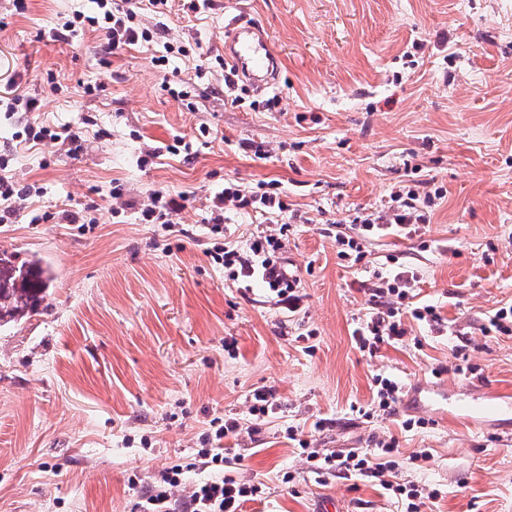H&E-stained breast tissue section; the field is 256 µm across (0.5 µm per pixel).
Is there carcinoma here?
Listing matches in <instances>:
<instances>
[{"instance_id": "cac0c4a2", "label": "carcinoma", "mask_w": 512, "mask_h": 512, "mask_svg": "<svg viewBox=\"0 0 512 512\" xmlns=\"http://www.w3.org/2000/svg\"><path fill=\"white\" fill-rule=\"evenodd\" d=\"M53 279V268L40 258L19 263L1 254L0 328L38 314Z\"/></svg>"}]
</instances>
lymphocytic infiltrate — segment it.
Wrapping results in <instances>:
<instances>
[{"mask_svg":"<svg viewBox=\"0 0 512 512\" xmlns=\"http://www.w3.org/2000/svg\"><path fill=\"white\" fill-rule=\"evenodd\" d=\"M99 12L94 16L74 13L61 28L55 29L54 39L71 37L77 26L86 24L104 31L111 48L137 43H149L153 34L138 22V11L134 0L126 8L116 9L112 0H96ZM220 208L213 212L208 224L213 240L209 251L214 262L221 264L229 280L236 283H251L261 279L274 295L277 305L295 312L301 307L302 296L297 288L295 275L287 273L280 265L278 254L284 247L287 225H280L278 234H260L253 237L246 247L238 248L223 243L224 220L227 209L244 210L263 208L266 212L286 215L288 205L281 197L278 181L259 183L257 190L244 191L237 184L225 186L219 195ZM412 278L408 272L397 273L393 279L380 280L371 288L370 295L376 311L360 323L352 332L355 346L368 354H376L380 347L401 341L408 330L402 321L403 313L427 323H440L441 316L435 306L422 305L406 308ZM211 430L203 438L204 447L199 450L194 462H181L158 471L153 482L141 484L139 477H131L128 486L136 493L134 512H242L245 503L257 500L261 484L241 483L230 477H221L196 484L186 496H179L184 475L192 468L224 467L223 440L227 436L240 434L242 424L234 418L214 419ZM298 447L308 468L319 475L352 474L370 478L378 486L400 498L405 512H427V506L436 499L437 493L416 484L398 483L391 476L399 467L395 457L394 439H382L376 448L348 453L324 454L311 448L307 440H299Z\"/></svg>","mask_w":512,"mask_h":512,"instance_id":"lymphocytic-infiltrate-1","label":"lymphocytic infiltrate"}]
</instances>
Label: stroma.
Returning a JSON list of instances; mask_svg holds the SVG:
<instances>
[{
	"label": "stroma",
	"mask_w": 512,
	"mask_h": 512,
	"mask_svg": "<svg viewBox=\"0 0 512 512\" xmlns=\"http://www.w3.org/2000/svg\"><path fill=\"white\" fill-rule=\"evenodd\" d=\"M95 10L0 0V92L39 104L0 112V163L26 196L0 223V253L55 273L40 313L0 329V512H132L129 476L189 461L217 417L244 426L224 440L244 457L227 475L264 485L244 512H315L324 498L401 512L366 478H317L296 444L346 453L390 436L397 481L438 491L431 512H512V419L445 425L412 403L419 385L512 392V336L487 330L512 305V0H211L199 13L172 0L163 15L141 0L149 46L113 51L88 26L51 38ZM232 15L273 42L279 111L252 90L231 101ZM36 120L78 132L79 149L24 140ZM273 179L292 214L281 263L303 295L291 316L206 254L224 185ZM408 189L431 198L429 223L369 234L361 259L340 258L338 227L387 216ZM157 191L179 203L173 229L139 221ZM278 229L276 215L237 210L224 239L242 248ZM406 270L412 304L439 306L444 325L406 319L403 342L363 355L351 333L372 285ZM462 354L476 373L456 372ZM379 374L401 383L400 402L367 418ZM267 388L278 405L253 421L251 395ZM424 448L430 461L409 463Z\"/></svg>",
	"instance_id": "35a3bbf8"
}]
</instances>
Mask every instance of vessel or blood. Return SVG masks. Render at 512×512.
I'll list each match as a JSON object with an SVG mask.
<instances>
[{
  "label": "vessel or blood",
  "mask_w": 512,
  "mask_h": 512,
  "mask_svg": "<svg viewBox=\"0 0 512 512\" xmlns=\"http://www.w3.org/2000/svg\"><path fill=\"white\" fill-rule=\"evenodd\" d=\"M224 62L236 79L256 92L274 89L279 82V57L267 32L244 18H233L224 37ZM425 402L435 407L440 419L462 418L470 422L490 420L512 413V398L484 391L470 393L463 402H450L448 394L436 388L427 392Z\"/></svg>",
  "instance_id": "vessel-or-blood-1"
}]
</instances>
